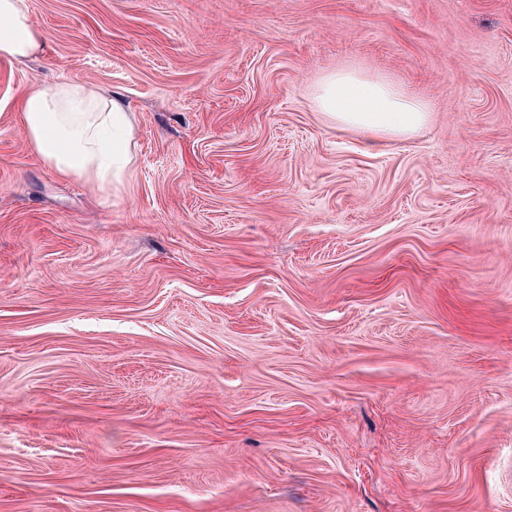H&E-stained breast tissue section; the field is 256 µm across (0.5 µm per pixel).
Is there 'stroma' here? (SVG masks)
Masks as SVG:
<instances>
[{
	"instance_id": "35a3bbf8",
	"label": "stroma",
	"mask_w": 512,
	"mask_h": 512,
	"mask_svg": "<svg viewBox=\"0 0 512 512\" xmlns=\"http://www.w3.org/2000/svg\"><path fill=\"white\" fill-rule=\"evenodd\" d=\"M0 58V512H512V0H29ZM352 67L433 114L374 141ZM135 172L44 165L33 83ZM45 32L30 19L28 0H0V57L17 62L41 53ZM314 105L330 122L394 141L416 136L431 121L425 102L356 70L325 74L316 85ZM18 119L31 148L50 169L119 194L133 176L136 119L117 93L60 80L34 85Z\"/></svg>"
}]
</instances>
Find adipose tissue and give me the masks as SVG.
Segmentation results:
<instances>
[{
	"label": "adipose tissue",
	"mask_w": 512,
	"mask_h": 512,
	"mask_svg": "<svg viewBox=\"0 0 512 512\" xmlns=\"http://www.w3.org/2000/svg\"><path fill=\"white\" fill-rule=\"evenodd\" d=\"M44 31L28 0H0V57L17 62L41 53ZM314 105L330 122L387 140H407L431 121L428 105L390 82L356 70L325 74ZM18 119L31 148L50 169L118 194L133 176L136 119L119 94L60 80L31 87Z\"/></svg>",
	"instance_id": "adipose-tissue-1"
}]
</instances>
